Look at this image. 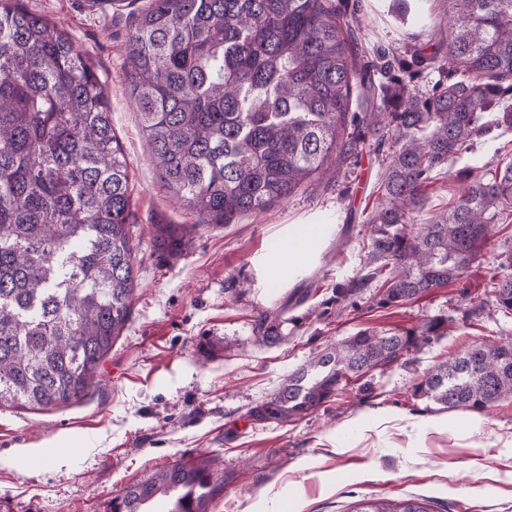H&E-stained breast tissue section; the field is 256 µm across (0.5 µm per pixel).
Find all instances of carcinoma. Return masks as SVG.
I'll use <instances>...</instances> for the list:
<instances>
[{
	"label": "carcinoma",
	"instance_id": "cac0c4a2",
	"mask_svg": "<svg viewBox=\"0 0 512 512\" xmlns=\"http://www.w3.org/2000/svg\"><path fill=\"white\" fill-rule=\"evenodd\" d=\"M444 36L398 53L363 50L349 0H150L126 43L131 99L163 187L204 224H231L358 164L383 158L367 273L336 286L355 306L383 279L378 308L456 281L512 215V161H471L454 206L414 223L423 188L477 140L512 128V0H445ZM435 72L423 92L415 79ZM127 160L108 94L74 39L20 0H0V404L81 400L129 321L135 276ZM492 306L512 314V263ZM288 319L265 310L255 339L279 343ZM453 319L402 332L360 329L289 374L253 407L284 423L334 402L353 378L443 339ZM441 410L482 413L512 398V345L483 339L412 387ZM219 456L176 460L124 487L112 512H208L224 492ZM357 512H429L371 499Z\"/></svg>",
	"mask_w": 512,
	"mask_h": 512
}]
</instances>
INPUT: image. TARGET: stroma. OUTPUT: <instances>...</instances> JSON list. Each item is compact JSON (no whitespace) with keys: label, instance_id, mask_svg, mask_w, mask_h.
Listing matches in <instances>:
<instances>
[{"label":"stroma","instance_id":"35a3bbf8","mask_svg":"<svg viewBox=\"0 0 512 512\" xmlns=\"http://www.w3.org/2000/svg\"><path fill=\"white\" fill-rule=\"evenodd\" d=\"M147 0H23L68 32L105 82L112 127L126 153L136 243V295L129 322L100 366V385L81 402L38 411L0 406V504L8 512H111L124 487L184 459L219 452L224 492L210 512H355L372 498L427 499L431 512H512V400L490 412L437 411L413 398L415 380L437 362L489 337L512 344V315L491 311V276L512 254V216L497 224L481 257L458 282L402 307L321 310L337 284L363 274L367 218L381 199L382 163L364 152L347 179L312 186L236 224H199L161 186L127 92L125 46ZM369 48L430 40L424 18L443 0H359ZM455 167L426 187L420 222L449 209ZM298 224L320 242L305 264L267 287L266 265ZM486 310L475 313L477 305ZM302 317L276 346L259 345L253 321L265 309ZM454 317L448 336L406 365L350 382L335 402L285 423L249 410L288 373L361 328L402 331L434 315ZM33 448L32 469L3 465ZM335 485L322 489L324 479Z\"/></svg>","mask_w":512,"mask_h":512}]
</instances>
